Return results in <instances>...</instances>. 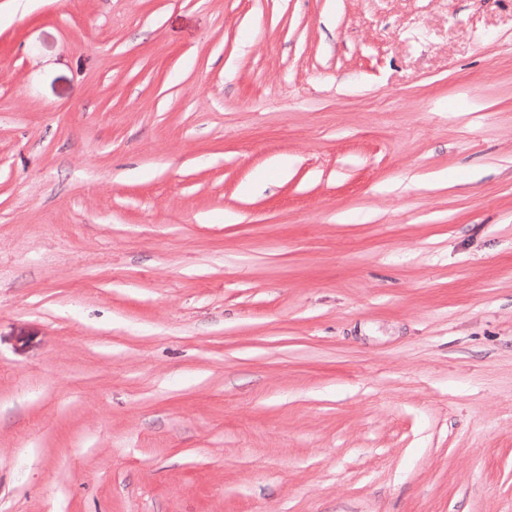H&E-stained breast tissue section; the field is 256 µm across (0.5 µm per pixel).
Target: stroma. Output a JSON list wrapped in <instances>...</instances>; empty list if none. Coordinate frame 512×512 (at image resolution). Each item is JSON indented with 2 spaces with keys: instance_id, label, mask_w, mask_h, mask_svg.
I'll return each instance as SVG.
<instances>
[{
  "instance_id": "35a3bbf8",
  "label": "stroma",
  "mask_w": 512,
  "mask_h": 512,
  "mask_svg": "<svg viewBox=\"0 0 512 512\" xmlns=\"http://www.w3.org/2000/svg\"><path fill=\"white\" fill-rule=\"evenodd\" d=\"M0 512H512V0H0Z\"/></svg>"
}]
</instances>
